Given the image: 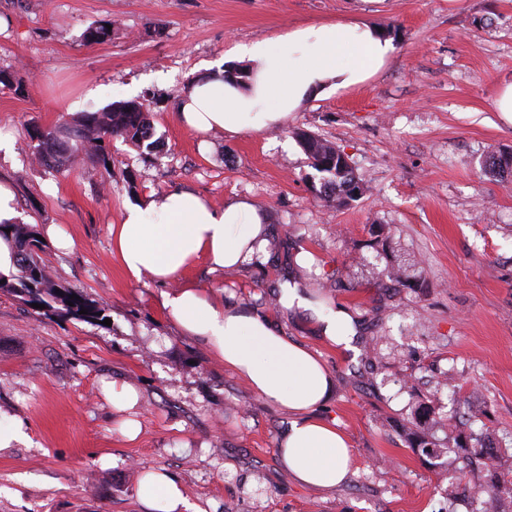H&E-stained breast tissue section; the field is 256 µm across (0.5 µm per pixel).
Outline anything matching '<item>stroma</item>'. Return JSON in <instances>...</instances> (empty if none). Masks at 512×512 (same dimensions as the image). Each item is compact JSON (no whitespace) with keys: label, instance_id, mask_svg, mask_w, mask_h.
Wrapping results in <instances>:
<instances>
[{"label":"stroma","instance_id":"obj_1","mask_svg":"<svg viewBox=\"0 0 512 512\" xmlns=\"http://www.w3.org/2000/svg\"><path fill=\"white\" fill-rule=\"evenodd\" d=\"M111 22L104 41L86 33ZM388 32L395 49L362 83L309 98L259 133L201 135L176 117L184 84L236 45L322 23ZM0 180L45 239L56 282L104 307L108 324L38 309L0 291V424L26 442L0 450V512H149L147 469L184 487L198 512H512V182L485 173L512 151L495 110L512 83V0H0ZM143 102L160 146L107 137L108 165L84 152L45 163L34 129ZM324 138L363 186L339 206L297 137ZM187 190L217 206L246 198L268 216L264 253L229 271L197 262L189 280L265 316L314 352L334 391L316 415L348 439L347 480L303 486L285 472L289 414L202 342L183 336L164 288L133 278L112 249L125 204ZM346 310L349 355L284 289ZM132 387L113 407L103 382ZM141 424L135 439L125 419ZM437 447L433 459L411 432ZM506 479L493 497L465 484Z\"/></svg>","mask_w":512,"mask_h":512}]
</instances>
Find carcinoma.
Listing matches in <instances>:
<instances>
[{
	"label": "carcinoma",
	"instance_id": "1",
	"mask_svg": "<svg viewBox=\"0 0 512 512\" xmlns=\"http://www.w3.org/2000/svg\"><path fill=\"white\" fill-rule=\"evenodd\" d=\"M70 125L77 134L78 142L71 148L65 147V151L82 150L104 165L108 160L100 141L107 136H120L148 150L154 146L150 142L152 129L145 106L136 100L117 102L98 112H86L72 119ZM300 142L313 167L332 161L338 151L333 143L310 133L301 134ZM490 168L503 179L512 177V153L491 156ZM324 176L328 177V185L321 191V197L327 202L345 204L344 184L355 180L353 170H348L338 179L328 169ZM36 235L38 232L31 224H0V237L13 243L16 256L15 269L7 274L0 272V290L19 297L28 305L38 303L48 308L56 305L64 315L80 319L100 318L101 308L80 296L75 289L64 287L52 279L39 255L42 241ZM82 309L88 310V313H80Z\"/></svg>",
	"mask_w": 512,
	"mask_h": 512
}]
</instances>
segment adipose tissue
I'll return each instance as SVG.
<instances>
[{
  "label": "adipose tissue",
  "mask_w": 512,
  "mask_h": 512,
  "mask_svg": "<svg viewBox=\"0 0 512 512\" xmlns=\"http://www.w3.org/2000/svg\"><path fill=\"white\" fill-rule=\"evenodd\" d=\"M392 49L391 38L366 24L314 25L242 45L236 50L242 70L219 67L186 84L177 118L200 133L271 128L326 87L358 83ZM264 222L250 200L235 199L219 208L191 192L173 191L127 205L112 246L129 275L147 273L170 284L162 305L182 334L204 341L262 397L288 411L279 457L290 478L331 488L346 479L350 455L335 426L313 415L331 395L330 372L266 318L244 307L219 305L183 279L196 258L217 272L263 252ZM141 491L152 512H188L190 507L181 484L162 471L147 472Z\"/></svg>",
  "instance_id": "ef3b65f1"
}]
</instances>
